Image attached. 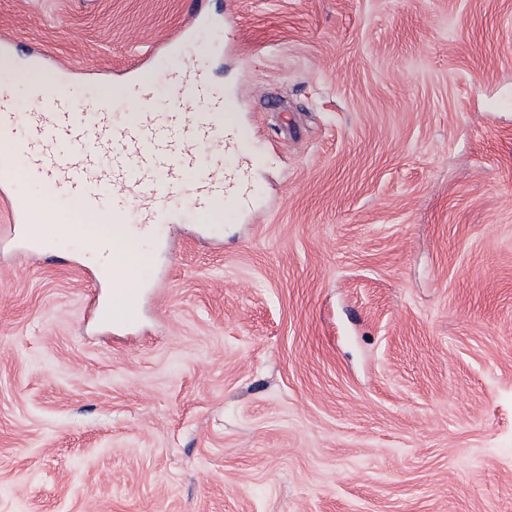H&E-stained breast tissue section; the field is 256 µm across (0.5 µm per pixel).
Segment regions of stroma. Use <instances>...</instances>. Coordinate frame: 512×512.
<instances>
[{
  "label": "stroma",
  "mask_w": 512,
  "mask_h": 512,
  "mask_svg": "<svg viewBox=\"0 0 512 512\" xmlns=\"http://www.w3.org/2000/svg\"><path fill=\"white\" fill-rule=\"evenodd\" d=\"M0 63L119 119L202 64L250 207L133 235L13 166L0 204V512H512V0H0ZM8 206L12 211V222L9 225L10 239L21 246H28L40 241L45 234L43 228L32 223L30 216V208L23 200H14L8 198ZM138 283L133 281L127 288H110L104 300L98 297L94 311L98 319L117 325L121 322L130 323L134 320L135 310L133 297L137 293Z\"/></svg>",
  "instance_id": "35a3bbf8"
}]
</instances>
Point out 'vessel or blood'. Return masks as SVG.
Listing matches in <instances>:
<instances>
[{
  "mask_svg": "<svg viewBox=\"0 0 512 512\" xmlns=\"http://www.w3.org/2000/svg\"><path fill=\"white\" fill-rule=\"evenodd\" d=\"M172 99L157 108L150 86L139 89L142 110L132 121L112 116L106 108L78 111L65 87L34 89L43 109L17 115L0 93V131L14 135L13 149L23 157L40 184L81 201L87 217L110 216L113 223H135L145 229L165 223L170 210L183 202L199 209L232 194L241 171L202 166L195 151L213 145L237 151L232 127L221 120L224 97L214 91L203 66L168 73ZM198 102L196 111L182 108L184 97ZM10 239L21 246L40 241L43 228L32 223L23 200L9 201ZM136 283L110 289L96 301L98 319L132 322Z\"/></svg>",
  "mask_w": 512,
  "mask_h": 512,
  "instance_id": "obj_1",
  "label": "vessel or blood"
}]
</instances>
